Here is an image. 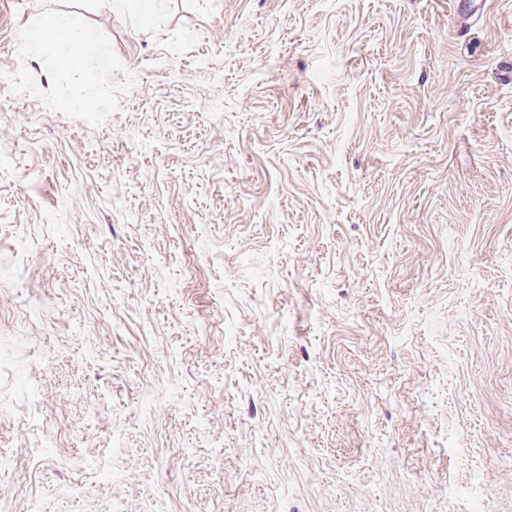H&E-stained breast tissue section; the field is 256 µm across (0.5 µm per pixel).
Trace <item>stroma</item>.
<instances>
[{"label": "stroma", "instance_id": "1", "mask_svg": "<svg viewBox=\"0 0 512 512\" xmlns=\"http://www.w3.org/2000/svg\"><path fill=\"white\" fill-rule=\"evenodd\" d=\"M454 3L0 0L11 512H512V0ZM37 28L42 41L57 46L78 47L91 42L93 39L92 32L74 28L54 13L44 14L37 22Z\"/></svg>", "mask_w": 512, "mask_h": 512}]
</instances>
